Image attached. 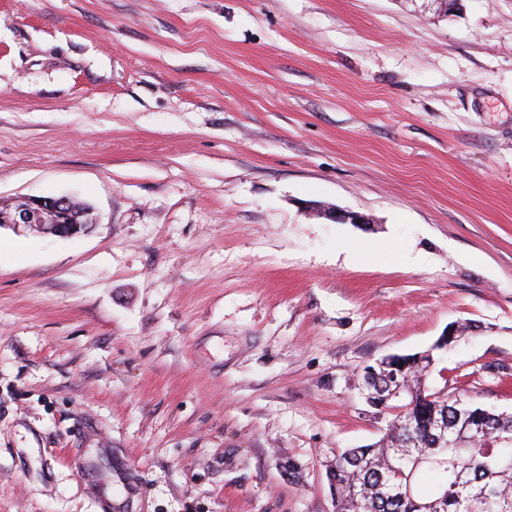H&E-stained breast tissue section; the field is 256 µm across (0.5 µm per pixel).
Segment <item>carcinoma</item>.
I'll list each match as a JSON object with an SVG mask.
<instances>
[{"instance_id": "cac0c4a2", "label": "carcinoma", "mask_w": 512, "mask_h": 512, "mask_svg": "<svg viewBox=\"0 0 512 512\" xmlns=\"http://www.w3.org/2000/svg\"><path fill=\"white\" fill-rule=\"evenodd\" d=\"M424 357L363 376L370 392L400 388L406 403L374 445L348 448L328 465L336 512H512V412L431 389Z\"/></svg>"}]
</instances>
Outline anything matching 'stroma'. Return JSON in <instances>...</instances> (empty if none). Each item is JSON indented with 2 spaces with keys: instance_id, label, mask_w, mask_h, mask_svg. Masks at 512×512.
I'll list each match as a JSON object with an SVG mask.
<instances>
[{
  "instance_id": "obj_1",
  "label": "stroma",
  "mask_w": 512,
  "mask_h": 512,
  "mask_svg": "<svg viewBox=\"0 0 512 512\" xmlns=\"http://www.w3.org/2000/svg\"><path fill=\"white\" fill-rule=\"evenodd\" d=\"M19 196L94 224L0 229V512H336L364 368L452 327L512 411V0H0Z\"/></svg>"
}]
</instances>
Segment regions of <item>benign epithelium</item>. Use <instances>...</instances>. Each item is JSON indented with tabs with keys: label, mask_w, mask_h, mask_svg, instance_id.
I'll list each match as a JSON object with an SVG mask.
<instances>
[{
	"label": "benign epithelium",
	"mask_w": 512,
	"mask_h": 512,
	"mask_svg": "<svg viewBox=\"0 0 512 512\" xmlns=\"http://www.w3.org/2000/svg\"><path fill=\"white\" fill-rule=\"evenodd\" d=\"M73 207L74 202L69 198L20 197L13 201V206L0 210V228L7 226L16 232L37 230L59 237H73L91 228L89 224L76 223L72 216ZM316 210L335 223H366L361 214L334 206L322 205Z\"/></svg>",
	"instance_id": "7a95c632"
}]
</instances>
